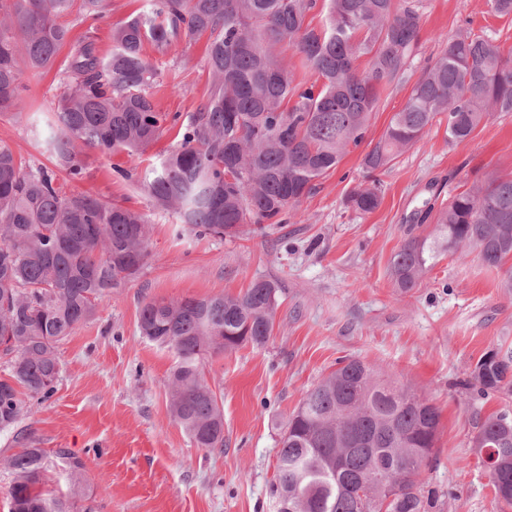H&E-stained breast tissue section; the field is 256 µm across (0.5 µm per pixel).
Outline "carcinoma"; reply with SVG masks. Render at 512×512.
I'll return each mask as SVG.
<instances>
[{"mask_svg": "<svg viewBox=\"0 0 512 512\" xmlns=\"http://www.w3.org/2000/svg\"><path fill=\"white\" fill-rule=\"evenodd\" d=\"M324 12L321 25L309 17ZM109 0H0V116L24 109L22 71L50 70L69 47L60 72L47 150L71 181L85 174L84 151L135 159L164 134L175 143L139 179L155 209L176 214L189 233L235 238L245 224H286L316 182L364 141L379 92L412 83L404 106L363 157L369 184L347 205L361 213L381 202L379 175L416 143L439 116L448 143L460 144L498 112H512V56L496 38L463 30L412 79L422 30V0H148L112 29L103 54L93 37L72 38L65 18L96 19ZM207 37L209 89L181 119L158 109L160 73L145 54H179L182 42ZM293 50L315 81H296L285 55ZM368 59L360 71L355 62ZM426 237L407 238L391 258L394 287L408 292L445 254H476L512 294V176L459 191L448 204L426 206ZM147 214L90 193H68L43 166L18 159L0 141V430L32 415V402L55 392L57 345L90 321L98 302L144 270ZM277 288L254 281L239 295L151 299L140 308L139 334L171 348L168 377L175 422L199 448L224 447V411L200 365L211 354L273 335ZM462 387L472 401L512 394V351L491 349ZM438 409L412 389L356 357L310 389L289 415L275 474L279 504L291 512H431L433 493L419 477L436 448ZM26 448L0 457L13 475L10 512H70L46 494V453ZM476 454L496 456L487 472L495 498L512 506V411L478 425ZM57 455L80 484L85 460ZM380 477L359 501L358 479Z\"/></svg>", "mask_w": 512, "mask_h": 512, "instance_id": "obj_1", "label": "carcinoma"}]
</instances>
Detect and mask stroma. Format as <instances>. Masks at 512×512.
Segmentation results:
<instances>
[{
	"label": "stroma",
	"instance_id": "stroma-1",
	"mask_svg": "<svg viewBox=\"0 0 512 512\" xmlns=\"http://www.w3.org/2000/svg\"><path fill=\"white\" fill-rule=\"evenodd\" d=\"M145 0H112L99 19L73 24L72 34L94 36L110 52L113 27L142 10ZM491 29L512 51V17L491 14L489 0H425L421 46L413 59L421 75L459 30ZM205 40L183 55L157 57L163 112L189 115L208 86ZM65 55L47 73L23 72L25 110L0 117V140L17 155L46 167L38 118L58 92ZM447 121H437L381 176L382 203L361 214L345 197L363 183L365 147L352 149L299 204L290 223L245 232L236 239L185 232L175 215L152 209L137 181L116 179L113 165L145 171L171 144L165 135L136 159L86 152V176L67 191L91 192L148 213L151 228L144 274L103 299L94 319L57 348L54 395L25 420L49 456L44 490L74 512H278L273 487L281 428L306 391L338 360L358 357L430 399L441 415L436 452L421 480L435 492L433 512H512L495 500L472 446L476 424L512 397L469 401L460 380L488 349H512V294L503 274L476 256H443L422 285L401 293L389 262L402 244L412 210L424 198L447 202L451 186L512 175V112L495 114L465 142L448 143ZM278 288L274 332L262 347L244 345L202 364L224 409V445L197 448L169 410L167 377L173 352L139 336L143 301L215 294L236 295L252 281ZM61 448L82 453L86 475L72 487Z\"/></svg>",
	"mask_w": 512,
	"mask_h": 512
}]
</instances>
